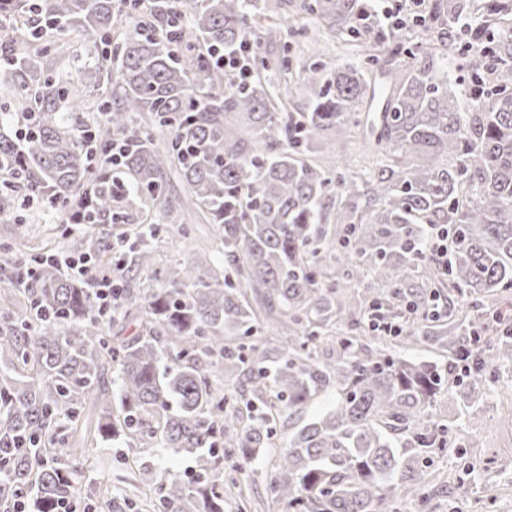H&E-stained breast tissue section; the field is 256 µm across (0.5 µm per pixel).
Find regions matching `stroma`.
Here are the masks:
<instances>
[{
	"label": "stroma",
	"instance_id": "35a3bbf8",
	"mask_svg": "<svg viewBox=\"0 0 512 512\" xmlns=\"http://www.w3.org/2000/svg\"><path fill=\"white\" fill-rule=\"evenodd\" d=\"M62 219L54 212L43 213L40 223L20 224L10 215H0V243L16 245L20 254L41 251L47 236H54V248L65 245L59 234ZM223 259V246L215 225L194 215L186 224L163 225L151 269L123 267L120 278L138 288H154L165 276L197 262L201 257ZM512 400V367L491 370L485 387L468 405L457 394L441 393L438 412L447 417L452 438L461 455L435 459L432 470L440 480L450 481L452 492L436 493L434 512H512V419L505 415ZM225 466L234 470L251 505L246 512H276L268 493L273 473L270 467L238 464L227 455ZM195 478L191 457L159 448L137 454L116 443L94 448L74 479L81 491V505L98 512L102 486H111L124 512H152L150 505L161 487L171 480L191 482Z\"/></svg>",
	"mask_w": 512,
	"mask_h": 512
}]
</instances>
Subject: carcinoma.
<instances>
[{
	"mask_svg": "<svg viewBox=\"0 0 512 512\" xmlns=\"http://www.w3.org/2000/svg\"><path fill=\"white\" fill-rule=\"evenodd\" d=\"M482 2V29L461 15ZM292 0H9L0 15L25 19L5 41L7 111L0 113V214L34 197L80 223L127 224L118 242L93 234L69 250L112 272V250L147 269L160 225L197 212L217 227L224 264L201 258L157 288L119 286V313L136 323L114 336L56 251L29 258L35 275L14 293L23 314L0 312V512L29 493L33 512L80 498L72 471L97 441L171 448L194 458L196 480L160 491L158 512H224V455L269 462L271 498L286 512H398L429 504L430 461L456 455L437 396L458 383V355L478 362L479 388L512 362V0H432L423 21L380 26L366 0H298L366 50V65L325 74L281 44ZM135 32L112 42L123 14ZM84 36L95 97L63 87L61 47ZM252 40L254 74L234 83L220 57ZM282 45V52L274 51ZM463 55L468 82L448 90L441 63ZM304 96V109L288 101ZM365 125L371 167L315 153L323 140ZM170 130L160 145L153 129ZM126 145L96 165L92 149ZM188 186L172 200L164 174ZM448 227L444 268L423 251L429 226ZM24 268L0 248V270ZM363 279L381 284L365 294ZM462 300L496 309L493 326L458 315ZM288 320L274 355L251 341L259 315ZM402 319L401 336L368 316ZM335 344L325 360L320 349ZM423 345L448 360L389 349ZM115 372V379L108 378ZM234 381L242 405L228 410ZM95 414L82 416L85 402ZM288 415V447L271 452Z\"/></svg>",
	"mask_w": 512,
	"mask_h": 512,
	"instance_id": "1",
	"label": "carcinoma"
}]
</instances>
